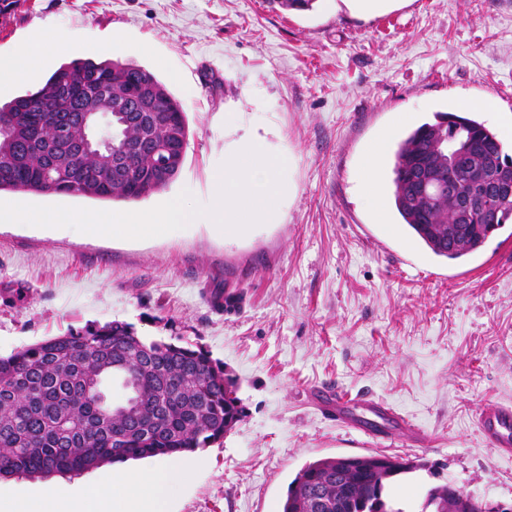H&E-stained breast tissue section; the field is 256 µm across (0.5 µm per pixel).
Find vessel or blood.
Here are the masks:
<instances>
[{
  "label": "vessel or blood",
  "mask_w": 512,
  "mask_h": 512,
  "mask_svg": "<svg viewBox=\"0 0 512 512\" xmlns=\"http://www.w3.org/2000/svg\"><path fill=\"white\" fill-rule=\"evenodd\" d=\"M310 399L323 416L368 441L407 436L417 445L427 442L423 430L407 420L394 407L377 398L351 396L327 388L314 390ZM478 427L500 453L512 455V406L483 401L476 407Z\"/></svg>",
  "instance_id": "b4317fda"
}]
</instances>
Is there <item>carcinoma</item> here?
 <instances>
[{
	"label": "carcinoma",
	"mask_w": 512,
	"mask_h": 512,
	"mask_svg": "<svg viewBox=\"0 0 512 512\" xmlns=\"http://www.w3.org/2000/svg\"><path fill=\"white\" fill-rule=\"evenodd\" d=\"M119 82L128 135L112 140L109 155L84 147L80 109L87 95ZM186 113L149 70L132 64L76 59L57 68L37 91L0 106V192L24 191L135 202L165 188L180 172L188 144ZM444 139L491 156L512 176V155L483 123L454 113L410 131L395 152V208L412 234L450 260L475 254L512 220V192L479 189L467 160H448V188L479 194L476 224L461 244L429 224L434 206L414 204L418 175ZM119 382L125 402L112 404ZM237 382L201 346L181 339H144L119 321L92 322L0 357V478L77 475L103 464L194 453L224 439L244 409ZM415 469L394 461L336 471V459L306 464L289 483L281 512H359L362 501L379 512H453L448 486L427 490L417 508L393 498L391 479Z\"/></svg>",
	"instance_id": "cac0c4a2"
}]
</instances>
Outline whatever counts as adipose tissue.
<instances>
[{
	"mask_svg": "<svg viewBox=\"0 0 512 512\" xmlns=\"http://www.w3.org/2000/svg\"><path fill=\"white\" fill-rule=\"evenodd\" d=\"M48 53L44 39L36 36L13 52L0 54V78L29 82ZM185 477L183 462L174 458L149 470L107 465L96 471L89 485L46 486L39 492L37 503L28 509L0 497V512H166L170 491Z\"/></svg>",
	"mask_w": 512,
	"mask_h": 512,
	"instance_id": "1",
	"label": "adipose tissue"
}]
</instances>
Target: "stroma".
Masks as SVG:
<instances>
[{"mask_svg": "<svg viewBox=\"0 0 512 512\" xmlns=\"http://www.w3.org/2000/svg\"><path fill=\"white\" fill-rule=\"evenodd\" d=\"M42 32L80 51L43 58L35 84L76 57L141 66L182 105L189 141L176 179L136 202L27 192L24 203L125 212L186 189L203 204L227 149L251 135L283 156L294 191L279 223L234 242L205 224L145 240L1 229L0 356L119 320L222 362L245 415L186 456L192 474L168 512H280L305 464L365 453L317 411L316 387L370 392L422 426L426 445L375 449L416 465L394 494L416 503L451 481L511 503L512 457L487 444L475 409L512 405V223L448 261L403 224L391 180L407 132L463 99L512 147V0H396L369 16L271 0H28L0 23V52ZM381 138L379 214L359 170Z\"/></svg>", "mask_w": 512, "mask_h": 512, "instance_id": "stroma-1", "label": "stroma"}]
</instances>
